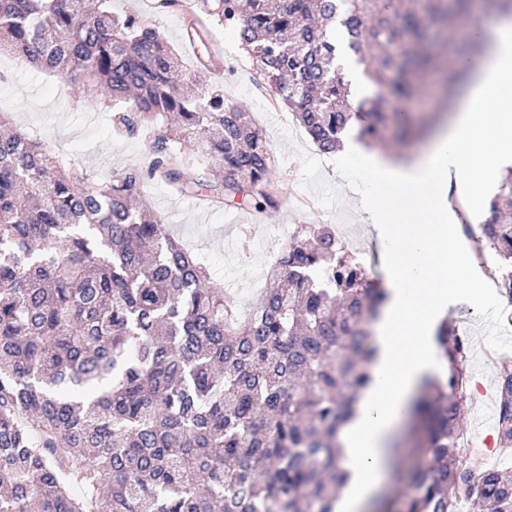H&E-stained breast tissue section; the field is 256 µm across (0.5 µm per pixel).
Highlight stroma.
Wrapping results in <instances>:
<instances>
[{"instance_id":"obj_1","label":"stroma","mask_w":512,"mask_h":512,"mask_svg":"<svg viewBox=\"0 0 512 512\" xmlns=\"http://www.w3.org/2000/svg\"><path fill=\"white\" fill-rule=\"evenodd\" d=\"M112 10L138 15L158 26L186 67L194 66V51L184 40L183 28L188 14H202L201 0H182L181 6L170 8L160 7L159 0H112ZM208 28L215 62L200 77L204 85L223 88L229 101L245 105L262 127L272 154L271 180L281 204L261 212L239 195L216 205L175 194L157 180L147 182L144 196L153 208L166 213L173 231L187 246L205 255L211 275L223 281L245 313L264 287L270 267V254L261 250V241L274 240L282 230L292 231L300 224H333L371 244L376 238L356 204L365 178L362 169L353 163L337 166L332 156L321 153L309 140L291 112L271 104L258 87V64L242 49L234 30L215 21ZM0 71L7 78L0 85V111L9 113L17 127L44 140L91 179L102 180L147 163L151 130L134 138H116L111 113L74 106L77 92L61 78L10 56L0 58ZM466 245L473 264L479 265L483 279L492 285L499 277L500 258L481 249L476 240H467ZM508 311L512 312V300L493 285L483 302L449 306L447 318L465 339V370L495 378L493 366L478 347H512V334L504 329Z\"/></svg>"}]
</instances>
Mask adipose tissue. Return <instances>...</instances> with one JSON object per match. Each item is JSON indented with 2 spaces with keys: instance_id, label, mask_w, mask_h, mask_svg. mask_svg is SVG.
<instances>
[{
  "instance_id": "1",
  "label": "adipose tissue",
  "mask_w": 512,
  "mask_h": 512,
  "mask_svg": "<svg viewBox=\"0 0 512 512\" xmlns=\"http://www.w3.org/2000/svg\"><path fill=\"white\" fill-rule=\"evenodd\" d=\"M356 156L368 175L365 208L388 244L390 300L376 326L371 380L340 434L346 482L335 512H372L412 397L425 379L447 374L433 342L438 321L449 302L488 295L471 270L448 192L457 187L480 206L500 170L512 166V20L491 24L479 64L425 147L403 161L348 141L338 158Z\"/></svg>"
}]
</instances>
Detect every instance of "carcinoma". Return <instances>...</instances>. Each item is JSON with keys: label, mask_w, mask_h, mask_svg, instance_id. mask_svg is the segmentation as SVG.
Listing matches in <instances>:
<instances>
[{"label": "carcinoma", "mask_w": 512, "mask_h": 512, "mask_svg": "<svg viewBox=\"0 0 512 512\" xmlns=\"http://www.w3.org/2000/svg\"><path fill=\"white\" fill-rule=\"evenodd\" d=\"M112 0H0V55L53 72L134 137L160 123L146 167L92 182L20 130L0 133V512H332L345 483L339 435L370 382L382 281L342 255L336 229L290 236L249 313L205 257L144 198L160 177L209 202L276 205L272 161L252 113L217 87L175 80L181 56L158 27ZM237 29L266 87L327 154L349 128L384 148L422 128L398 110L429 73L445 91L475 50L447 39L512 20V0H203ZM376 87L353 112L329 29ZM195 69L211 66L192 19ZM512 169L476 237L502 260L512 298ZM448 364L409 413L417 463L373 512H512V472L462 457V345L436 331ZM502 417L512 421V373Z\"/></svg>", "instance_id": "carcinoma-1"}]
</instances>
